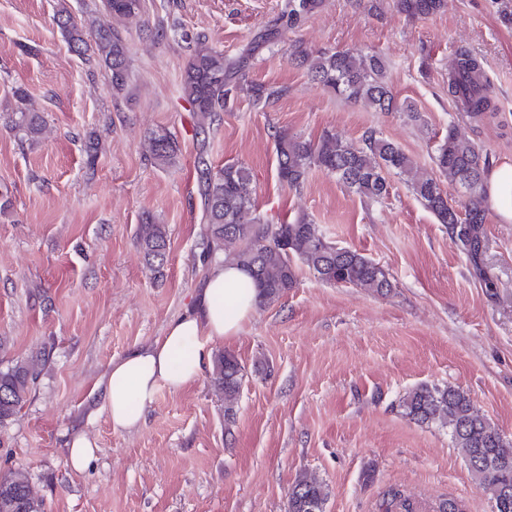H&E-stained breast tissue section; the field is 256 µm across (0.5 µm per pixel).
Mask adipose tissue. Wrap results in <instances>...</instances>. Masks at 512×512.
Wrapping results in <instances>:
<instances>
[{
  "instance_id": "adipose-tissue-1",
  "label": "adipose tissue",
  "mask_w": 512,
  "mask_h": 512,
  "mask_svg": "<svg viewBox=\"0 0 512 512\" xmlns=\"http://www.w3.org/2000/svg\"><path fill=\"white\" fill-rule=\"evenodd\" d=\"M486 203L512 223V163L490 167ZM248 273L232 264L212 266L193 308L174 320L153 345L113 360L104 379L103 409L113 431L136 427L160 389L183 390L197 381L215 343L236 336L256 307Z\"/></svg>"
}]
</instances>
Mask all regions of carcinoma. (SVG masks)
Returning <instances> with one entry per match:
<instances>
[{
	"instance_id": "carcinoma-1",
	"label": "carcinoma",
	"mask_w": 512,
	"mask_h": 512,
	"mask_svg": "<svg viewBox=\"0 0 512 512\" xmlns=\"http://www.w3.org/2000/svg\"><path fill=\"white\" fill-rule=\"evenodd\" d=\"M140 0H112V12L96 28H87L69 12H60L57 23L70 47L79 55L90 48L109 70L119 68L122 76L112 78V87L121 90L127 80V55L123 38L113 21L138 14ZM444 0H396L398 10L410 18L437 13ZM321 0H285L283 16L290 25L314 12ZM94 36L89 43L88 35ZM246 57L227 59L224 54L198 40L184 79V94L197 117V133L220 120V112L244 93L257 108L279 98L285 88L266 87L247 81ZM314 80L336 95L357 102L375 112H397L401 106L386 81V63L377 55L349 50L320 51L298 56ZM448 96L460 102L467 116L477 121L495 110L490 84L485 80L480 61L466 50L457 54L448 76ZM14 128L20 140L34 143L44 130L36 112L16 113ZM146 152L159 167L174 163L176 142L171 133L157 130L150 134ZM278 181L297 189L309 171L317 168L336 176L349 191L367 202L388 194L385 173L402 177L413 196L432 213L439 224L448 225L451 238L472 260L482 252L481 227L486 223L485 174L489 159L470 139L453 129L437 144L432 156L433 172L418 169L413 158L398 145L368 133L359 144L347 142L333 133L318 142L288 137L275 140ZM455 187L463 196L465 216H460L444 185ZM201 196L206 228L204 258L242 267L257 288L258 302L271 303L295 287L298 265L329 284H349L382 293L392 287L389 273L356 250L338 248L329 242L318 225L307 215L292 223H273L259 213L253 197L249 170L226 164L213 171L201 170ZM137 237L146 266L157 272L167 259L166 227L150 218L138 225ZM46 361L33 355L0 370V424L7 422L27 400L30 385L43 373ZM242 381V368L231 354L215 355L211 383L224 396V418L234 419ZM406 416L418 423L447 428L455 447L461 449L479 487L493 502V512H512V441L505 439L475 407L466 392L456 387L422 385L409 391L402 400ZM329 492L325 483L309 472L301 473L288 495V512H324ZM386 512H415L414 504L400 491L390 492ZM0 512H43V501L31 496L27 473L14 469L0 479Z\"/></svg>"
}]
</instances>
